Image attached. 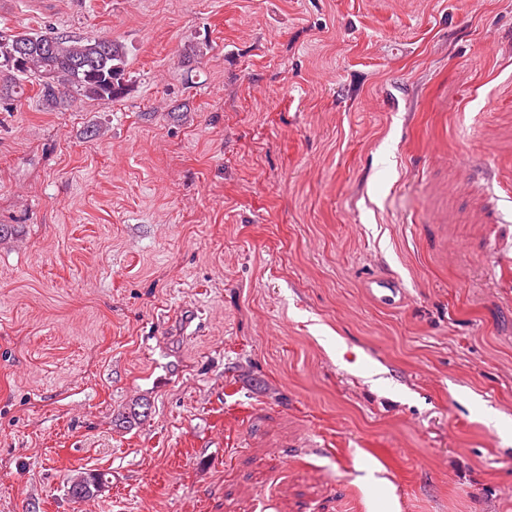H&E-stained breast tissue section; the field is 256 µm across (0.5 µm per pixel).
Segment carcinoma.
<instances>
[{"mask_svg": "<svg viewBox=\"0 0 512 512\" xmlns=\"http://www.w3.org/2000/svg\"><path fill=\"white\" fill-rule=\"evenodd\" d=\"M125 46L112 38H72L55 32L0 29V93H16L20 81H38L45 108L76 95L91 100H118L129 90ZM105 474L86 472L68 494L75 502L97 496Z\"/></svg>", "mask_w": 512, "mask_h": 512, "instance_id": "1", "label": "carcinoma"}]
</instances>
